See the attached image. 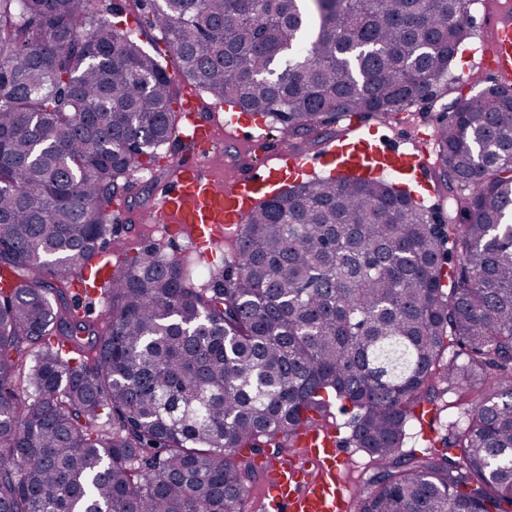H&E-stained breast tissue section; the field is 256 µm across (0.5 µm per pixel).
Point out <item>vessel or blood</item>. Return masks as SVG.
Masks as SVG:
<instances>
[{"label":"vessel or blood","instance_id":"vessel-or-blood-1","mask_svg":"<svg viewBox=\"0 0 512 512\" xmlns=\"http://www.w3.org/2000/svg\"><path fill=\"white\" fill-rule=\"evenodd\" d=\"M483 25L493 32V46L478 69L467 70V77H475L480 69L500 75L511 73L512 14L484 16ZM181 110L189 127L191 148L179 158L176 173L147 219L176 232L189 231L192 249L203 256L211 255L219 239L240 230L257 195L268 193L279 183L302 178L318 165L333 167L348 162L377 177H404L424 192L433 190L427 177L428 157L417 141L387 150L370 133L340 140L317 155H290L281 164L249 163L228 186L208 159L213 131L197 119L196 102L183 99ZM298 441L304 456L287 455L268 466L266 494L271 512H349L354 493L337 468L341 451L335 436L311 426L301 430Z\"/></svg>","mask_w":512,"mask_h":512}]
</instances>
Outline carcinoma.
<instances>
[{"instance_id":"obj_1","label":"carcinoma","mask_w":512,"mask_h":512,"mask_svg":"<svg viewBox=\"0 0 512 512\" xmlns=\"http://www.w3.org/2000/svg\"><path fill=\"white\" fill-rule=\"evenodd\" d=\"M153 55L102 0H0V512H240L255 458L341 402L373 460L355 512H512V99L439 123L454 215L383 177H328L242 224L224 287L154 247L113 270L105 329L71 311L110 206L176 136L171 63L288 138L389 118L445 81L465 0H156ZM34 364L27 363L30 348ZM457 347L466 363L445 358ZM486 387L459 459L403 451L434 386ZM16 378L38 394L7 389ZM112 411V428L97 426Z\"/></svg>"}]
</instances>
